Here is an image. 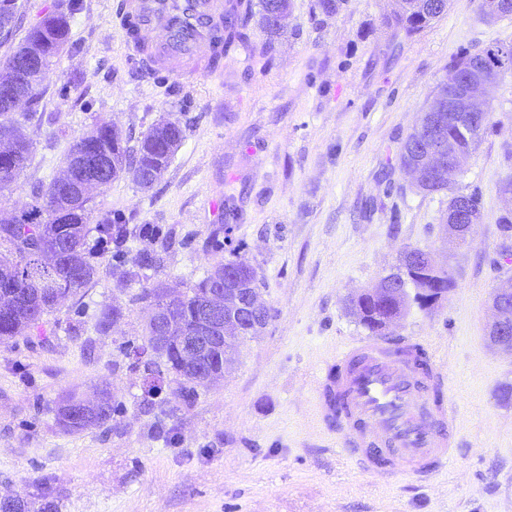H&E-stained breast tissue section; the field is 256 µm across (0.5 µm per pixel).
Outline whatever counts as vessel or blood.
Returning a JSON list of instances; mask_svg holds the SVG:
<instances>
[{
	"label": "vessel or blood",
	"instance_id": "vessel-or-blood-1",
	"mask_svg": "<svg viewBox=\"0 0 512 512\" xmlns=\"http://www.w3.org/2000/svg\"><path fill=\"white\" fill-rule=\"evenodd\" d=\"M138 35L131 56L166 66L179 78L212 75L213 37L223 0H119ZM447 372L435 354L406 337L364 338L340 348L316 378L317 415L342 425L347 455L381 477L413 478L447 468L458 449V412L444 389Z\"/></svg>",
	"mask_w": 512,
	"mask_h": 512
}]
</instances>
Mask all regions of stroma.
I'll return each instance as SVG.
<instances>
[{
	"label": "stroma",
	"instance_id": "stroma-1",
	"mask_svg": "<svg viewBox=\"0 0 512 512\" xmlns=\"http://www.w3.org/2000/svg\"><path fill=\"white\" fill-rule=\"evenodd\" d=\"M390 0H346L335 16L293 0L268 56L254 32L223 73L193 82L127 59L117 0H82L71 48L54 59L24 120L33 149L0 215L22 211L31 187L62 176L75 137L110 126L128 141L159 118L185 137L161 179L142 191L121 176L92 192L93 210L122 216L129 256L155 250L144 225L171 235L161 271L124 276L108 256L37 329L0 344V499L49 501L58 512H512V353L490 344L492 296L512 277L499 229L512 176V74L499 81L482 141L452 188L480 198L467 244L443 243L447 193L418 190L398 165L450 59L512 42V16L485 21L479 0L413 36L382 24ZM224 246L207 248L213 229ZM431 252L456 282L447 300L411 306L389 330L428 343L448 373L461 452L439 476L386 481L358 468L315 418L314 381L337 349L367 337L348 297L392 272L401 252ZM250 265L271 317L241 345L223 379L181 391L147 368L136 296L159 283L186 289L227 260ZM117 325L100 330L105 307ZM112 391L106 424L69 434L54 416L69 390Z\"/></svg>",
	"mask_w": 512,
	"mask_h": 512
}]
</instances>
